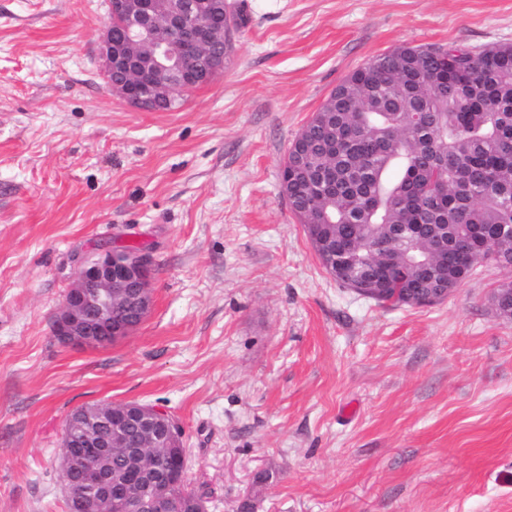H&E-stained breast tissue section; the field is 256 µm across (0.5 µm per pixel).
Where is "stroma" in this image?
<instances>
[{
  "label": "stroma",
  "instance_id": "35a3bbf8",
  "mask_svg": "<svg viewBox=\"0 0 512 512\" xmlns=\"http://www.w3.org/2000/svg\"><path fill=\"white\" fill-rule=\"evenodd\" d=\"M231 63L165 112L109 90L107 0H0V512H68L64 426L138 402L184 429L207 512H512V269L422 307L341 287L290 211L292 140L401 45L512 43V0H242ZM152 308L100 347L52 321L105 242Z\"/></svg>",
  "mask_w": 512,
  "mask_h": 512
}]
</instances>
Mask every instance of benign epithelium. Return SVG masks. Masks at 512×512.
<instances>
[{
	"label": "benign epithelium",
	"mask_w": 512,
	"mask_h": 512,
	"mask_svg": "<svg viewBox=\"0 0 512 512\" xmlns=\"http://www.w3.org/2000/svg\"><path fill=\"white\" fill-rule=\"evenodd\" d=\"M197 0H171L164 15H157V0H108V16L125 22L129 52L112 53V22L106 21L100 41V57L108 87L128 104L148 110L161 99H172L177 90L192 88L194 63L204 60L212 73L224 70V45L204 16ZM153 259L146 250L128 255L117 245L98 246L81 262L77 277L53 322L54 334L66 345L95 347L99 338H122L133 329V319L146 317L152 305L148 288ZM495 308L512 316V290L502 288L493 297ZM115 310H128L135 318L115 317ZM80 437L72 447L84 464L118 441L126 447L123 432L140 428L146 448H163L174 463L172 476L184 480L180 467L183 429L167 412L138 402L83 406L69 417ZM101 424L112 432L107 441L89 428ZM86 491L70 490L69 512H98V504L120 505L122 512H178L175 501L155 498L145 504L139 497L112 485L111 477L87 469Z\"/></svg>",
	"instance_id": "benign-epithelium-1"
}]
</instances>
